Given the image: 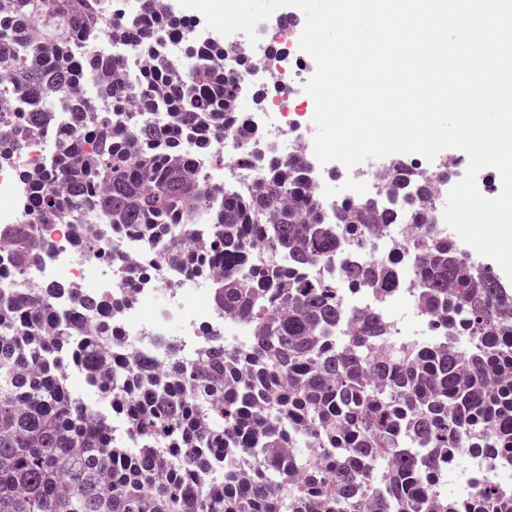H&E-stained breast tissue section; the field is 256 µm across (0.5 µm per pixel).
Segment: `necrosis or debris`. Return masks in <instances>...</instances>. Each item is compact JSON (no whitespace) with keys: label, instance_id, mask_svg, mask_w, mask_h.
<instances>
[{"label":"necrosis or debris","instance_id":"necrosis-or-debris-1","mask_svg":"<svg viewBox=\"0 0 512 512\" xmlns=\"http://www.w3.org/2000/svg\"><path fill=\"white\" fill-rule=\"evenodd\" d=\"M224 47L235 59L246 61L243 79L253 85H274L277 96L268 105L252 108L237 106L228 114L225 135L209 139L196 154L201 174L217 186L228 185L251 194L260 186L267 167L283 158V143L303 155L308 162L306 186L325 205L338 204L327 188L325 176L335 170V163L320 164L304 137L312 123L314 102L303 87L314 76L315 67L306 63L307 55L298 43L288 42L272 50L269 42L251 44L240 34L225 37ZM52 137L50 134L26 139L18 156L17 166H0V224H14L29 208V185L20 181L16 169L24 167L30 175L47 171ZM251 151L253 163L249 171L235 176L236 161L243 151ZM392 157H385L374 166L359 164L350 171L354 196L376 199L379 206L390 204L387 194L378 190ZM36 239L40 245V261L24 272H15L10 252L0 245V286L27 288L37 282L64 283L84 293L112 299L118 312L112 318L113 330L120 338L117 353L129 359L144 354L156 366L167 369L172 356L182 360L195 359L207 345L229 350L248 349L255 336L245 321L224 315L211 301L213 279L210 272L174 268L160 258L166 244L160 239L128 230L109 236L105 245L113 249L110 264H103L92 251L86 222L75 224H41ZM166 292L167 300L143 315L147 298ZM345 321L336 328L337 335L348 333L346 320L361 310L370 309L391 329V343L417 346L445 344L446 332L420 303L418 285L408 275L389 294L377 295L366 288H346L341 297ZM179 326L178 335H171V326ZM494 478L501 489L512 493V471L491 468L481 458L462 456L457 466L443 470L438 489L461 504L473 500L474 485Z\"/></svg>","mask_w":512,"mask_h":512}]
</instances>
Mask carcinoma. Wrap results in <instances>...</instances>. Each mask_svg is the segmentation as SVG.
Wrapping results in <instances>:
<instances>
[{
	"instance_id": "obj_1",
	"label": "carcinoma",
	"mask_w": 512,
	"mask_h": 512,
	"mask_svg": "<svg viewBox=\"0 0 512 512\" xmlns=\"http://www.w3.org/2000/svg\"><path fill=\"white\" fill-rule=\"evenodd\" d=\"M7 2L0 95L23 101L28 134L54 130L49 172L18 171L30 209L0 224L15 267L38 259L35 224L88 214L114 235L161 229L167 263L223 268L216 305L261 324L247 352L208 346L193 362L176 357L161 382L148 356L116 365L112 302L59 283L0 293V512H465L437 493L444 466L466 454L512 469V285L471 267L439 234L428 180L395 162L385 191L403 196L419 226L407 274L467 348L379 354L386 332L372 312L338 339L329 334L343 317L335 283L296 270L366 248L394 212L364 198L327 211L307 191L301 157L271 168L255 195L206 183L194 167L204 140L189 148L182 135L224 132V113L253 89L219 64L224 46L198 44L180 16L137 29L114 13L116 0ZM103 30L152 63L130 84L103 83L104 102H89L82 80L119 66L87 52ZM173 34L185 78L158 52ZM158 95L165 117L153 111ZM131 98L143 110L134 119L123 109ZM203 225L209 249L199 259L176 243ZM345 277L387 294L399 262L364 259ZM63 295L75 302L64 316L55 309ZM71 365L127 419L130 443L71 391ZM474 499L477 512H512L492 478Z\"/></svg>"
}]
</instances>
